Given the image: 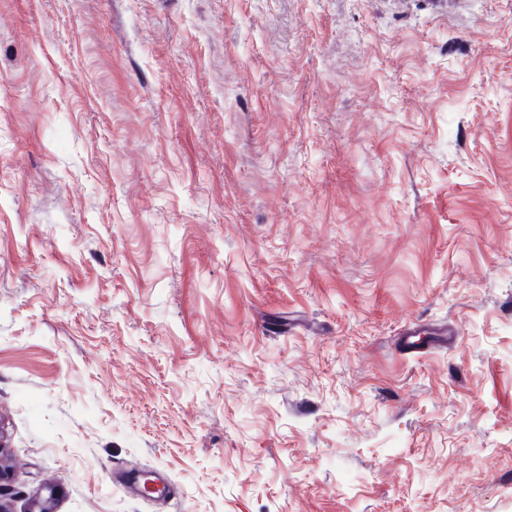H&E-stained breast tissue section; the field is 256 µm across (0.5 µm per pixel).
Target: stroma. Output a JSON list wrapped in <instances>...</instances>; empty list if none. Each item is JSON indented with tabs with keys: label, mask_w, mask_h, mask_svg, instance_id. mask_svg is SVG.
Listing matches in <instances>:
<instances>
[{
	"label": "stroma",
	"mask_w": 512,
	"mask_h": 512,
	"mask_svg": "<svg viewBox=\"0 0 512 512\" xmlns=\"http://www.w3.org/2000/svg\"><path fill=\"white\" fill-rule=\"evenodd\" d=\"M0 438L12 512H512V0H0Z\"/></svg>",
	"instance_id": "35a3bbf8"
}]
</instances>
